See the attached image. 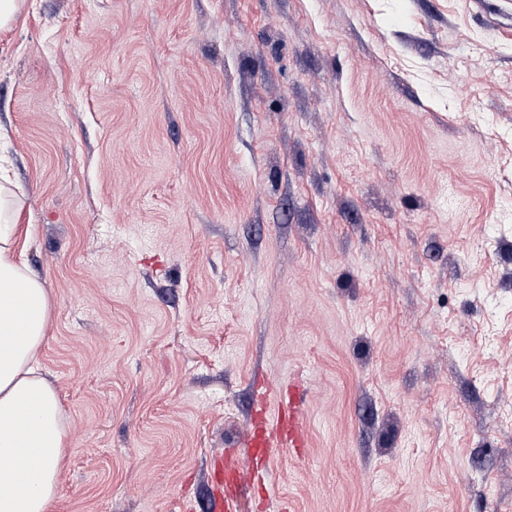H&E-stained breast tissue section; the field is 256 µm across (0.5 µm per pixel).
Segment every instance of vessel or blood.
<instances>
[{
    "label": "vessel or blood",
    "instance_id": "1",
    "mask_svg": "<svg viewBox=\"0 0 512 512\" xmlns=\"http://www.w3.org/2000/svg\"><path fill=\"white\" fill-rule=\"evenodd\" d=\"M306 402L298 383L291 385L284 403L271 387L254 394L252 424L239 446L214 458L210 512H238L241 488L269 474L276 449L306 447Z\"/></svg>",
    "mask_w": 512,
    "mask_h": 512
}]
</instances>
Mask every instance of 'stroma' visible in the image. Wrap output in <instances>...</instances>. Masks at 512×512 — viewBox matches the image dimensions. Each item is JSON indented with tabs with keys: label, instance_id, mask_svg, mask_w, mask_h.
<instances>
[{
	"label": "stroma",
	"instance_id": "obj_1",
	"mask_svg": "<svg viewBox=\"0 0 512 512\" xmlns=\"http://www.w3.org/2000/svg\"><path fill=\"white\" fill-rule=\"evenodd\" d=\"M0 128L54 512L205 502L292 378L239 512H512V0H24ZM275 391V387H268L254 394L251 427L239 444L215 456L211 480L214 507L210 512H237L240 489L270 473L276 448H294L298 452L308 446L303 422L305 389L295 381L288 404L278 400ZM276 401L273 411L270 407Z\"/></svg>",
	"mask_w": 512,
	"mask_h": 512
}]
</instances>
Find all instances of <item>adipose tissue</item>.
<instances>
[{
	"mask_svg": "<svg viewBox=\"0 0 512 512\" xmlns=\"http://www.w3.org/2000/svg\"><path fill=\"white\" fill-rule=\"evenodd\" d=\"M22 206L0 183V512H52L68 441L55 388L40 373L51 299L16 249Z\"/></svg>",
	"mask_w": 512,
	"mask_h": 512,
	"instance_id": "obj_1",
	"label": "adipose tissue"
}]
</instances>
